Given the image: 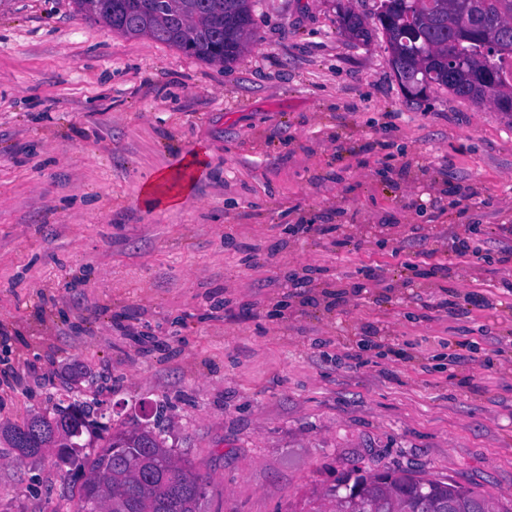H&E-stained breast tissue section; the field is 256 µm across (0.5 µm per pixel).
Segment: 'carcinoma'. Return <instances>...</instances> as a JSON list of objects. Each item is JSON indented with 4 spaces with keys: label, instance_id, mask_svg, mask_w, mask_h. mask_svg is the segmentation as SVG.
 <instances>
[{
    "label": "carcinoma",
    "instance_id": "obj_1",
    "mask_svg": "<svg viewBox=\"0 0 512 512\" xmlns=\"http://www.w3.org/2000/svg\"><path fill=\"white\" fill-rule=\"evenodd\" d=\"M86 18L105 22L130 36H147L209 62L231 63L251 33L252 0H74ZM467 0H379L375 12L385 36L391 65L430 88L475 104L492 100L472 58L448 69V36L469 38L460 25ZM484 36L496 39L512 30V0H482ZM339 29L365 41L370 30L353 9L344 11ZM91 406L72 403L53 416L34 415L21 425L0 429L6 437L23 435L37 447L58 444L88 420ZM88 481L101 491L106 512H201L207 482L145 428L113 432L82 464ZM485 512L491 502L455 481L425 479L413 472L353 470L327 488L322 503L310 499L301 512Z\"/></svg>",
    "mask_w": 512,
    "mask_h": 512
}]
</instances>
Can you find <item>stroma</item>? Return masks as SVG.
I'll return each mask as SVG.
<instances>
[{"instance_id": "obj_1", "label": "stroma", "mask_w": 512, "mask_h": 512, "mask_svg": "<svg viewBox=\"0 0 512 512\" xmlns=\"http://www.w3.org/2000/svg\"><path fill=\"white\" fill-rule=\"evenodd\" d=\"M348 6L377 4L254 0L224 64L0 0V427L87 401L190 460L204 512H300L357 467L512 508V261L486 237L512 224V118L407 100L380 29L341 35ZM196 150L192 194L145 208ZM78 489L0 440V512Z\"/></svg>"}]
</instances>
